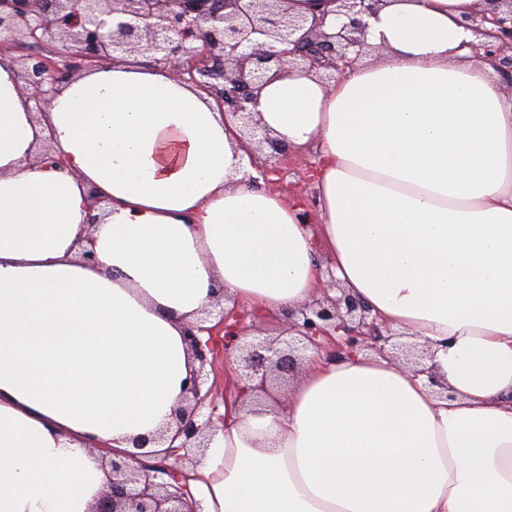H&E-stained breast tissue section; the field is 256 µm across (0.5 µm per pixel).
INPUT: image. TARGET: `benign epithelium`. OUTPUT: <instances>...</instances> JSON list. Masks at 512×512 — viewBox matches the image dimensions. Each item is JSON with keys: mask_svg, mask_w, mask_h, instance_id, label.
Segmentation results:
<instances>
[{"mask_svg": "<svg viewBox=\"0 0 512 512\" xmlns=\"http://www.w3.org/2000/svg\"><path fill=\"white\" fill-rule=\"evenodd\" d=\"M379 0H318L322 8L311 14L294 13L288 0H0V48L32 46L46 48L21 61L22 88L41 115L57 86L81 71L101 63L123 61L140 55L152 65L170 71L214 97L224 116L241 122L250 141L248 155L269 149L267 159L288 154L286 145L270 136L256 119L255 105L264 85L293 69L321 72L331 84L367 52V23ZM491 17H472L470 28L480 42L476 57L490 61L501 73L512 75V0H488ZM343 15L348 22L339 31L323 30L329 15ZM490 22L494 28L483 27ZM31 163L62 167L63 161L48 145L41 147ZM221 302L205 311L203 321L214 317L224 325V335L239 341L230 365L254 403L277 402L274 390L302 371L309 347L319 337L341 333L338 350L352 353L369 342L395 337L371 316V309L358 297L341 296L315 302L287 312L286 336L262 337L258 330L242 325L243 318L220 309ZM200 332L212 328L189 322L183 338L199 367L193 373L181 405L174 412V432L165 455L171 466L158 465L154 473L142 464L143 449L161 444L165 435L139 437L136 451L108 463L110 490L94 512H193L187 508L186 485L181 468L195 463L208 448L216 428L215 406L209 402L205 367L214 354L213 342L201 341ZM392 349L410 361L416 374L438 384L426 366L428 351L416 345L394 344Z\"/></svg>", "mask_w": 512, "mask_h": 512, "instance_id": "obj_1", "label": "benign epithelium"}]
</instances>
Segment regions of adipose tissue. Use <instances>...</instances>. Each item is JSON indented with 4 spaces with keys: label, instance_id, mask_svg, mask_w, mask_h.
Masks as SVG:
<instances>
[{
    "label": "adipose tissue",
    "instance_id": "adipose-tissue-1",
    "mask_svg": "<svg viewBox=\"0 0 512 512\" xmlns=\"http://www.w3.org/2000/svg\"><path fill=\"white\" fill-rule=\"evenodd\" d=\"M484 7L380 0L379 60L260 91L272 137L318 145L315 232L243 182L237 127L173 74L102 65L36 121L0 59V512H92L102 459L180 403L184 324L221 289L298 309L328 271L428 345L438 385L378 355L315 358L255 409L226 377L188 470L200 512H512V79L473 56ZM45 144L64 168L29 164Z\"/></svg>",
    "mask_w": 512,
    "mask_h": 512
}]
</instances>
